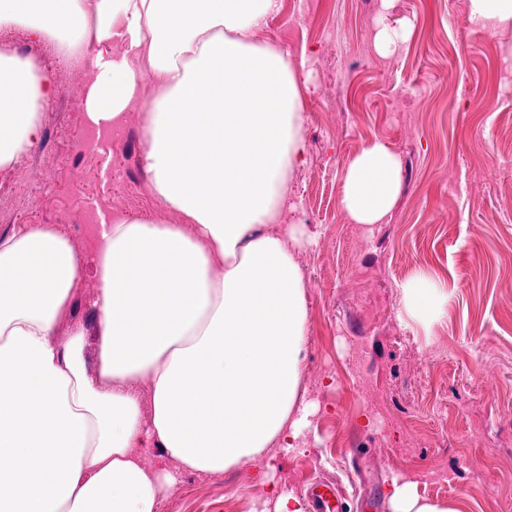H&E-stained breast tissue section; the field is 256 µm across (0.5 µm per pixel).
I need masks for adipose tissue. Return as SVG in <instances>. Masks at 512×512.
Wrapping results in <instances>:
<instances>
[{"mask_svg":"<svg viewBox=\"0 0 512 512\" xmlns=\"http://www.w3.org/2000/svg\"><path fill=\"white\" fill-rule=\"evenodd\" d=\"M282 7L0 0V29L56 42L92 74V123L117 126L131 108L142 112L153 194L182 217L103 225L88 323L71 316L84 264L63 234L35 224L0 237V512H160L177 476L147 470L137 449L215 474L270 448L291 452L308 432V305L292 250L311 237L279 221L305 153L308 74L258 38ZM150 76L157 87L147 97ZM54 96L49 74L0 54V169L39 139ZM401 182L398 155L370 140L346 164L341 207L351 223H385ZM447 311L435 278L403 283V319L429 328ZM386 497L391 512H464L463 502L419 495L402 475Z\"/></svg>","mask_w":512,"mask_h":512,"instance_id":"adipose-tissue-1","label":"adipose tissue"}]
</instances>
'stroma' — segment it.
<instances>
[{
  "instance_id": "obj_1",
  "label": "stroma",
  "mask_w": 512,
  "mask_h": 512,
  "mask_svg": "<svg viewBox=\"0 0 512 512\" xmlns=\"http://www.w3.org/2000/svg\"><path fill=\"white\" fill-rule=\"evenodd\" d=\"M407 26L388 53L376 36ZM262 40L305 59L304 164L281 221L315 243L296 251L309 308L302 385L317 405L291 453L272 448L224 473L179 469L156 449L151 469L178 471L161 512H271L260 473L305 498L318 479L342 487L345 512H390L393 475L468 512H512V26L469 20L468 0H283ZM41 54L57 93L39 140L0 171V237L56 228L89 256L114 215L180 223L153 196L141 160L142 114L111 131L84 112L88 77L24 28L0 30V52ZM379 139L400 158L386 223H350L340 206L347 161ZM448 290L431 333L400 319L415 272ZM448 478L432 489L431 474Z\"/></svg>"
}]
</instances>
